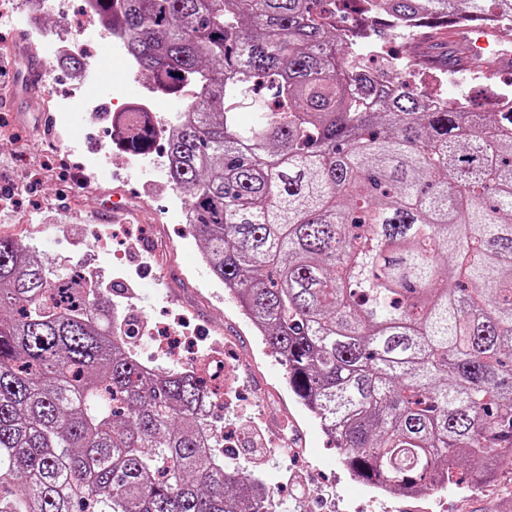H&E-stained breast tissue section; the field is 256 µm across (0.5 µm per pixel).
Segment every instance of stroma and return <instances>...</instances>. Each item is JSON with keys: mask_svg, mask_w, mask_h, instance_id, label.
Returning <instances> with one entry per match:
<instances>
[{"mask_svg": "<svg viewBox=\"0 0 512 512\" xmlns=\"http://www.w3.org/2000/svg\"><path fill=\"white\" fill-rule=\"evenodd\" d=\"M14 78L0 76L11 99L10 110L0 112V197L12 201L0 210V234L35 246L49 262L75 265L87 249L86 226L96 222L106 243L99 259L112 268L120 305L154 328L183 315L193 339L180 362L205 351L223 356L231 403L217 410L212 425L232 432L239 466L270 476V512H487L512 502V472L468 491L445 489L436 500L388 496L352 480L341 452L289 389L278 356L205 268L203 244L174 210L164 172L141 174L126 149L103 137L75 132L66 147L43 143L34 131L38 114ZM84 159L99 164L91 191L78 179ZM96 199L141 211L138 229L92 219ZM285 420L294 429L292 453L279 448Z\"/></svg>", "mask_w": 512, "mask_h": 512, "instance_id": "35a3bbf8", "label": "stroma"}]
</instances>
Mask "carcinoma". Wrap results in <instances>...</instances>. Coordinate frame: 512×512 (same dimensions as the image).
I'll return each instance as SVG.
<instances>
[{
    "instance_id": "carcinoma-1",
    "label": "carcinoma",
    "mask_w": 512,
    "mask_h": 512,
    "mask_svg": "<svg viewBox=\"0 0 512 512\" xmlns=\"http://www.w3.org/2000/svg\"><path fill=\"white\" fill-rule=\"evenodd\" d=\"M91 2L165 92L195 78L167 179L353 479L413 494L511 471L512 105L376 78L329 22L340 0ZM365 3L512 18V0ZM246 95L264 106L242 127ZM112 292L0 236V512H269L199 413L204 382L141 363Z\"/></svg>"
}]
</instances>
